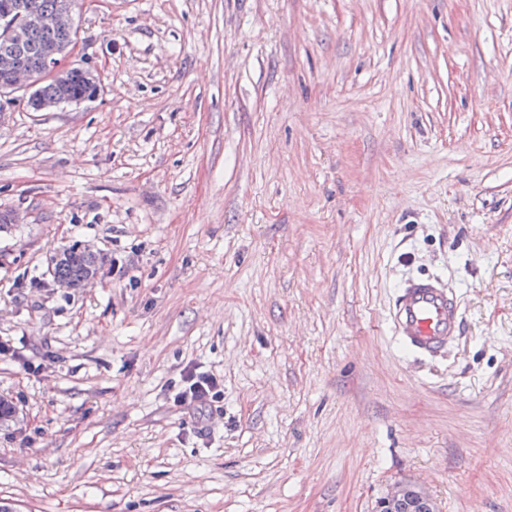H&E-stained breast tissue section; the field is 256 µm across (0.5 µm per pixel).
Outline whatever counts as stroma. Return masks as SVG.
<instances>
[{"mask_svg": "<svg viewBox=\"0 0 512 512\" xmlns=\"http://www.w3.org/2000/svg\"><path fill=\"white\" fill-rule=\"evenodd\" d=\"M93 102L0 123L16 512H512V0H78ZM102 265L56 287L64 246ZM439 277L462 334L388 311ZM220 377L206 416L184 369ZM388 323L398 347L421 357L440 354L461 335L457 299L438 278L412 277L397 287ZM408 486L405 483L398 482L391 486L387 494L384 496L386 503L400 501L407 495ZM417 497L413 496L406 500L397 502L392 506H384L380 500L376 503V512H429L424 504H420Z\"/></svg>", "mask_w": 512, "mask_h": 512, "instance_id": "1", "label": "stroma"}]
</instances>
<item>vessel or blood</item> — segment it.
<instances>
[{
    "label": "vessel or blood",
    "instance_id": "b4317fda",
    "mask_svg": "<svg viewBox=\"0 0 512 512\" xmlns=\"http://www.w3.org/2000/svg\"><path fill=\"white\" fill-rule=\"evenodd\" d=\"M388 323L398 347L421 357L440 354L461 334L459 303L434 277L403 280L396 290Z\"/></svg>",
    "mask_w": 512,
    "mask_h": 512
}]
</instances>
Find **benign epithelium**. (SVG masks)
Segmentation results:
<instances>
[{
	"mask_svg": "<svg viewBox=\"0 0 512 512\" xmlns=\"http://www.w3.org/2000/svg\"><path fill=\"white\" fill-rule=\"evenodd\" d=\"M9 19L7 39L12 47L0 51V71L8 79L0 87V98L17 91H31L37 84L52 82L62 84L67 81L69 68L62 61L77 46V37H72L65 47L54 44L46 46L42 51L41 67L38 76H33L27 63L19 52L25 40L26 29L30 26L45 31L74 30L75 20L67 3H62L54 12L44 13L40 10L37 0H27L16 4L15 13L5 15Z\"/></svg>",
	"mask_w": 512,
	"mask_h": 512,
	"instance_id": "1",
	"label": "benign epithelium"
}]
</instances>
